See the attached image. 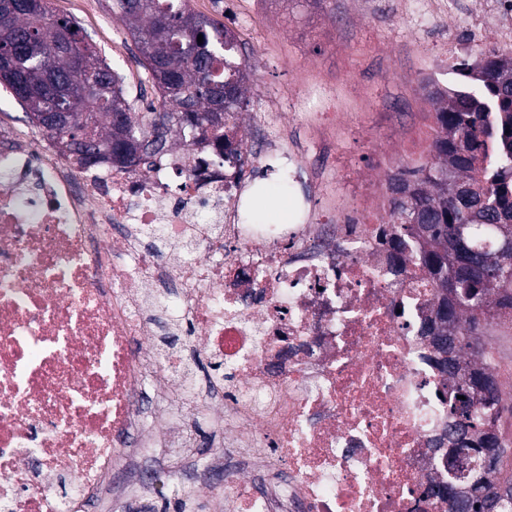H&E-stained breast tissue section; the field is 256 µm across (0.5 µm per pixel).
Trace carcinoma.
<instances>
[{"label": "carcinoma", "mask_w": 512, "mask_h": 512, "mask_svg": "<svg viewBox=\"0 0 512 512\" xmlns=\"http://www.w3.org/2000/svg\"><path fill=\"white\" fill-rule=\"evenodd\" d=\"M0 0V85L38 117L60 108L68 123L47 127L60 148L82 166L104 161L101 153L126 148L138 153L134 165L146 163L182 132L187 142L194 132L224 138V116L248 105L247 65L228 56L236 44L224 24L194 12L188 0H112V14L126 27L138 51L145 81L161 97L160 107L132 111L123 76L103 59L73 17L57 15L50 0L36 10L9 7ZM203 41H197L198 36ZM512 58L490 53L480 59L462 58L451 67L457 76L443 86L428 78L420 89L433 107V136L427 153L386 174L385 199L395 242L421 237L430 249L423 264L436 287L453 296L468 311L458 335L447 348L460 355L485 356L479 340L494 305L512 308V252L502 249L500 227L512 226V86L499 83L503 66ZM453 166L467 185L461 197L448 196L441 175ZM501 387L485 372L471 373L466 395L452 409L460 432L458 450L488 448V469L497 468L512 448L486 433L479 443L465 435L485 426L500 412ZM476 494L453 500V512H512V500L500 499L486 483Z\"/></svg>", "instance_id": "carcinoma-1"}]
</instances>
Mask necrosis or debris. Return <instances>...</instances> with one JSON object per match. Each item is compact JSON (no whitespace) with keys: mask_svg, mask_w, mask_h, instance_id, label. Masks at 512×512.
Segmentation results:
<instances>
[{"mask_svg":"<svg viewBox=\"0 0 512 512\" xmlns=\"http://www.w3.org/2000/svg\"><path fill=\"white\" fill-rule=\"evenodd\" d=\"M84 170L0 125V512H140L205 421L211 478L186 512H450L436 486L482 480L456 443L461 376L431 343L437 290L386 216L317 208L325 182L273 119ZM233 159H225V148ZM300 180L290 224H245L255 171ZM182 350L154 345L160 325Z\"/></svg>","mask_w":512,"mask_h":512,"instance_id":"necrosis-or-debris-1","label":"necrosis or debris"}]
</instances>
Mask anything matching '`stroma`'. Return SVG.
I'll return each mask as SVG.
<instances>
[{
  "label": "stroma",
  "mask_w": 512,
  "mask_h": 512,
  "mask_svg": "<svg viewBox=\"0 0 512 512\" xmlns=\"http://www.w3.org/2000/svg\"><path fill=\"white\" fill-rule=\"evenodd\" d=\"M61 15L78 19L107 62L125 78L136 111H147L155 88H141L144 71L134 46L121 44L111 25L112 11L100 0L99 14L83 15L69 0H51ZM399 0H206L204 15L237 25H260L258 39L245 40L239 52L251 74L250 103L282 87L303 94L312 85L325 88V101L303 99V112L335 113L336 200L365 205L383 201L384 176L427 148L433 125L431 107L420 91L423 79L451 78L454 59L479 58L494 48L479 20L463 26L473 0H454L434 21L414 22L399 10ZM257 191L274 201L248 203L243 220L268 224L280 217L288 196V169L276 164L261 172Z\"/></svg>",
  "instance_id": "1"
}]
</instances>
